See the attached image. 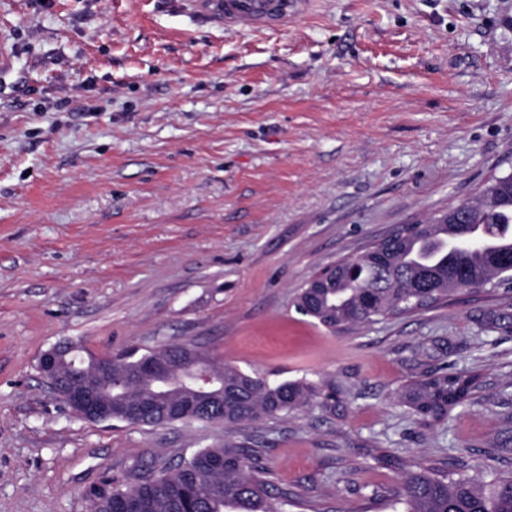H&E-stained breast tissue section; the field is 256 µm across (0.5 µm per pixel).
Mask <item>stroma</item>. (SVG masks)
Listing matches in <instances>:
<instances>
[{
  "instance_id": "obj_1",
  "label": "stroma",
  "mask_w": 512,
  "mask_h": 512,
  "mask_svg": "<svg viewBox=\"0 0 512 512\" xmlns=\"http://www.w3.org/2000/svg\"><path fill=\"white\" fill-rule=\"evenodd\" d=\"M0 512H89L102 480L224 442L284 512H395L415 463L512 474L506 289L331 331L321 267L512 171V0H312L231 28L188 0H0ZM189 344L320 386L284 418L111 427L49 391L40 355ZM478 380L429 424L398 400ZM476 377L468 372H443L411 381L403 387L399 400L420 418L441 421L463 403L475 388Z\"/></svg>"
}]
</instances>
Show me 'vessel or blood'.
<instances>
[{
  "instance_id": "obj_1",
  "label": "vessel or blood",
  "mask_w": 512,
  "mask_h": 512,
  "mask_svg": "<svg viewBox=\"0 0 512 512\" xmlns=\"http://www.w3.org/2000/svg\"><path fill=\"white\" fill-rule=\"evenodd\" d=\"M193 7L220 23L269 27L297 19L304 13L307 0H193Z\"/></svg>"
}]
</instances>
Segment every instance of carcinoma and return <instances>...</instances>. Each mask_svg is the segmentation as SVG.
<instances>
[{
  "label": "carcinoma",
  "instance_id": "1",
  "mask_svg": "<svg viewBox=\"0 0 512 512\" xmlns=\"http://www.w3.org/2000/svg\"><path fill=\"white\" fill-rule=\"evenodd\" d=\"M489 188L488 209L473 204L464 210L462 224H408L399 234L373 247L355 262L336 264V281L301 289L296 306L304 315L329 329L361 325L394 312L422 308L441 301L471 282L512 286V173L495 178ZM485 246L476 252L448 250V240L463 237L475 227ZM221 387L189 392L180 377L170 380L171 391L156 392L146 381H128V367L112 368V380H102L103 396H112V418L124 408L149 402L143 426L183 423L245 422L286 417L320 397L305 380L272 383L238 367L219 363ZM476 377L443 370L403 387L399 400L420 418L441 421L463 403L475 388ZM135 485L118 478L103 484L112 495L88 493L91 512H279L267 471L252 448L216 445L201 448L177 463L160 460L150 473L134 477ZM403 512H512V476L494 471L448 477L425 469L406 473Z\"/></svg>",
  "mask_w": 512,
  "mask_h": 512
}]
</instances>
